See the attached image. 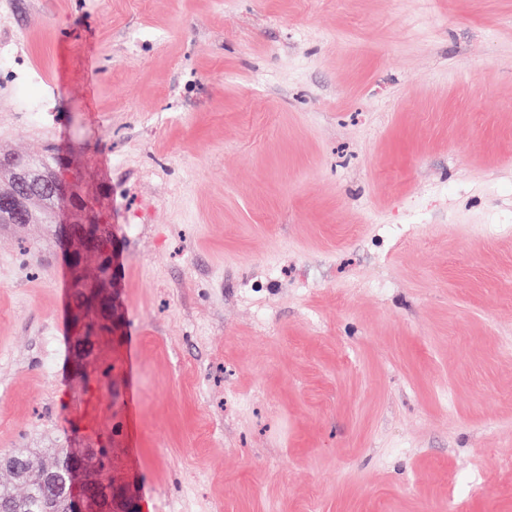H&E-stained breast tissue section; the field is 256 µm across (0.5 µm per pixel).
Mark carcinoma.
<instances>
[{"mask_svg":"<svg viewBox=\"0 0 512 512\" xmlns=\"http://www.w3.org/2000/svg\"><path fill=\"white\" fill-rule=\"evenodd\" d=\"M0 156V195L19 198L18 208H0V224L53 222L60 198L43 190L56 167L50 157ZM66 449L43 463L29 452L0 455V512H67Z\"/></svg>","mask_w":512,"mask_h":512,"instance_id":"obj_1","label":"carcinoma"}]
</instances>
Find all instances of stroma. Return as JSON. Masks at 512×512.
<instances>
[{
    "label": "stroma",
    "mask_w": 512,
    "mask_h": 512,
    "mask_svg": "<svg viewBox=\"0 0 512 512\" xmlns=\"http://www.w3.org/2000/svg\"><path fill=\"white\" fill-rule=\"evenodd\" d=\"M0 153L112 227L78 359L0 226V452L139 512H512V0H0Z\"/></svg>",
    "instance_id": "35a3bbf8"
}]
</instances>
